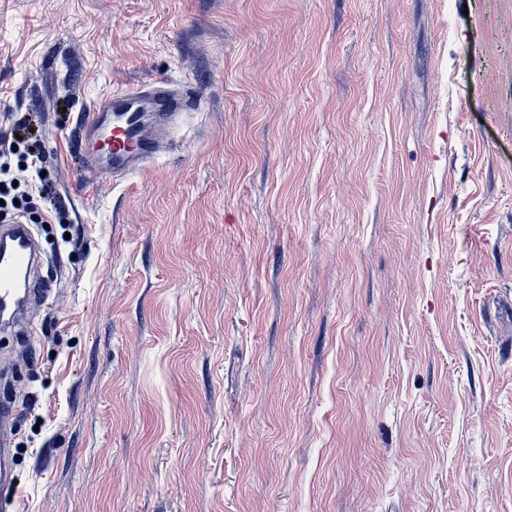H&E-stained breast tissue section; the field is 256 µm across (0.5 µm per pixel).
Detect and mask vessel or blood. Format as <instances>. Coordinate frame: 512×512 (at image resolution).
<instances>
[{
  "label": "vessel or blood",
  "instance_id": "1",
  "mask_svg": "<svg viewBox=\"0 0 512 512\" xmlns=\"http://www.w3.org/2000/svg\"><path fill=\"white\" fill-rule=\"evenodd\" d=\"M150 106L156 127L153 138L140 135L142 106ZM197 102L184 86L148 81L112 92L80 119L88 139L107 140L105 151L89 155V162L118 179L139 172L165 151L168 136L179 118L195 110ZM42 253L32 225L0 226V333L11 330L21 310L43 295L38 275Z\"/></svg>",
  "mask_w": 512,
  "mask_h": 512
}]
</instances>
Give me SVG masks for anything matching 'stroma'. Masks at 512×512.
Wrapping results in <instances>:
<instances>
[{
	"mask_svg": "<svg viewBox=\"0 0 512 512\" xmlns=\"http://www.w3.org/2000/svg\"><path fill=\"white\" fill-rule=\"evenodd\" d=\"M186 80L119 184L79 116ZM63 223L0 335V512H512V0H0Z\"/></svg>",
	"mask_w": 512,
	"mask_h": 512,
	"instance_id": "1",
	"label": "stroma"
}]
</instances>
